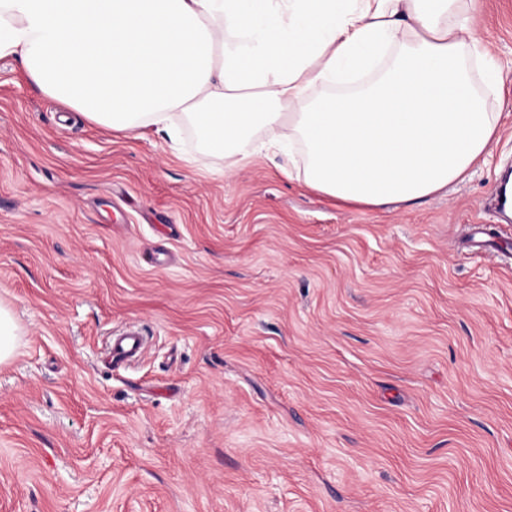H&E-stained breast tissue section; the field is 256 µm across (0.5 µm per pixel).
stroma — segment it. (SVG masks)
Returning a JSON list of instances; mask_svg holds the SVG:
<instances>
[{
	"label": "stroma",
	"instance_id": "35a3bbf8",
	"mask_svg": "<svg viewBox=\"0 0 512 512\" xmlns=\"http://www.w3.org/2000/svg\"><path fill=\"white\" fill-rule=\"evenodd\" d=\"M472 36L512 86V0ZM301 168L112 130L0 57V512H512V99L416 205ZM19 336V328L11 311L0 305V362L8 360L13 355ZM144 334L136 327H127L113 334L111 341L112 363L116 366L130 364L143 353Z\"/></svg>",
	"mask_w": 512,
	"mask_h": 512
}]
</instances>
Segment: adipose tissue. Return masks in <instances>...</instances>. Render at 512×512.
Wrapping results in <instances>:
<instances>
[{
	"instance_id": "adipose-tissue-1",
	"label": "adipose tissue",
	"mask_w": 512,
	"mask_h": 512,
	"mask_svg": "<svg viewBox=\"0 0 512 512\" xmlns=\"http://www.w3.org/2000/svg\"><path fill=\"white\" fill-rule=\"evenodd\" d=\"M481 0H0V56L86 119L228 159L305 151L313 190L414 204L464 180L500 125L503 78L471 38ZM326 95L308 99L315 86ZM271 137L259 142L257 129Z\"/></svg>"
}]
</instances>
